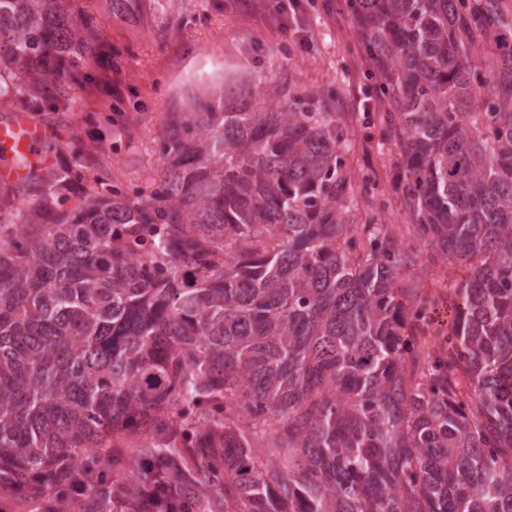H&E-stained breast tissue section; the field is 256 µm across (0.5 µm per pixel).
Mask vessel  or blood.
I'll use <instances>...</instances> for the list:
<instances>
[{
	"instance_id": "1",
	"label": "vessel or blood",
	"mask_w": 512,
	"mask_h": 512,
	"mask_svg": "<svg viewBox=\"0 0 512 512\" xmlns=\"http://www.w3.org/2000/svg\"><path fill=\"white\" fill-rule=\"evenodd\" d=\"M50 128L32 122L26 113H15L13 118L0 124V181L21 183L28 175L27 169L14 163L16 153L29 158L40 156L43 143L50 140Z\"/></svg>"
}]
</instances>
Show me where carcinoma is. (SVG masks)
Segmentation results:
<instances>
[{"mask_svg":"<svg viewBox=\"0 0 512 512\" xmlns=\"http://www.w3.org/2000/svg\"><path fill=\"white\" fill-rule=\"evenodd\" d=\"M72 0H0V104L100 78ZM448 326L355 224L338 97L172 118L148 193L0 184V496L32 512H512V0H347ZM76 184V204L58 193ZM28 198L18 209L17 195ZM269 441V465L255 444Z\"/></svg>","mask_w":512,"mask_h":512,"instance_id":"carcinoma-1","label":"carcinoma"}]
</instances>
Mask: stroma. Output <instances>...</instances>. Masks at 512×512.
Listing matches in <instances>:
<instances>
[{
	"label": "stroma",
	"mask_w": 512,
	"mask_h": 512,
	"mask_svg": "<svg viewBox=\"0 0 512 512\" xmlns=\"http://www.w3.org/2000/svg\"><path fill=\"white\" fill-rule=\"evenodd\" d=\"M344 0H83L103 49L96 67L109 85L80 86L71 111L35 112L33 121L54 129L57 166L72 151L95 156L114 182L147 189L167 160L159 144L171 113L249 96L276 107L275 88L340 96L349 131L348 164L355 179L371 178L368 218L388 224L412 249H420L394 192L391 151L383 145L376 111L365 108L367 60L358 45L355 19ZM301 25L282 33L284 17Z\"/></svg>",
	"instance_id": "obj_1"
}]
</instances>
